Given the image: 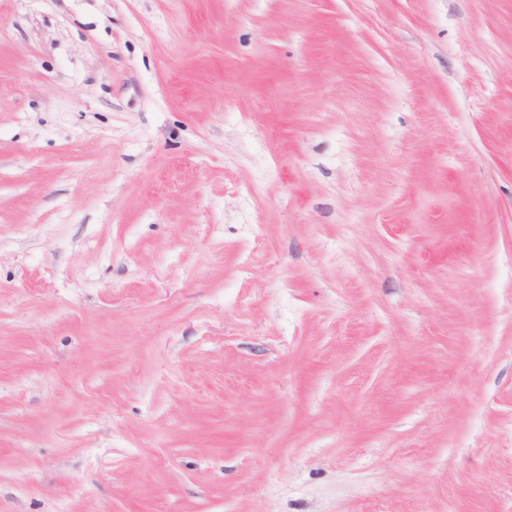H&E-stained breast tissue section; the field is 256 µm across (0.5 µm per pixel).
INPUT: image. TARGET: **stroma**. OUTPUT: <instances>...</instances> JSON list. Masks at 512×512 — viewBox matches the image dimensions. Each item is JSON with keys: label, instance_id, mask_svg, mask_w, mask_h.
<instances>
[{"label": "stroma", "instance_id": "obj_1", "mask_svg": "<svg viewBox=\"0 0 512 512\" xmlns=\"http://www.w3.org/2000/svg\"><path fill=\"white\" fill-rule=\"evenodd\" d=\"M0 512H512V0H0Z\"/></svg>", "mask_w": 512, "mask_h": 512}]
</instances>
